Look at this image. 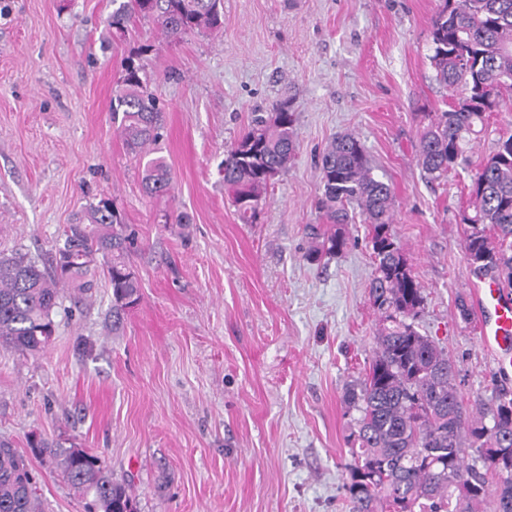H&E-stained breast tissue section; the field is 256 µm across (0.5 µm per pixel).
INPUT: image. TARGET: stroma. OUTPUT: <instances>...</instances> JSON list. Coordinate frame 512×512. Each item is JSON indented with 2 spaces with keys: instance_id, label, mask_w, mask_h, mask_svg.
I'll list each match as a JSON object with an SVG mask.
<instances>
[{
  "instance_id": "obj_1",
  "label": "stroma",
  "mask_w": 512,
  "mask_h": 512,
  "mask_svg": "<svg viewBox=\"0 0 512 512\" xmlns=\"http://www.w3.org/2000/svg\"><path fill=\"white\" fill-rule=\"evenodd\" d=\"M440 0H224V27L166 38L108 27L112 0H0V254L50 266L76 212L112 199L134 235L140 299L112 317L104 274L63 289L55 334L27 356L0 348V439L39 478L44 512L85 500L28 445L36 434L98 455L140 512H348L346 388L363 378L380 319L368 296V227L309 264L323 151L353 133L394 196L392 233L425 296L421 334L455 361L464 400L512 389L464 321L472 268L459 213L470 178L512 133V97L468 162L432 181L422 117L458 91L431 66ZM153 45L145 76L164 113L154 150L173 190L147 196L112 121L122 60ZM292 101L299 147L244 224L224 156L254 113ZM186 223H176L177 215Z\"/></svg>"
}]
</instances>
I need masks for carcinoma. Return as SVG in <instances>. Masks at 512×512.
<instances>
[{
  "instance_id": "obj_1",
  "label": "carcinoma",
  "mask_w": 512,
  "mask_h": 512,
  "mask_svg": "<svg viewBox=\"0 0 512 512\" xmlns=\"http://www.w3.org/2000/svg\"><path fill=\"white\" fill-rule=\"evenodd\" d=\"M108 25L123 34L138 20L152 22L173 40L222 27V0H112ZM435 79L462 96L448 112L427 114L419 162L435 181L466 161L464 146L482 132L486 113L512 94V0H441L432 20ZM138 46L124 62L122 85L112 97V121L131 153L145 160L142 181L152 197L168 194L170 171L148 147L160 138L162 112L143 79ZM291 106L256 114L224 157V188L239 219L252 224L263 192L285 172L298 147ZM319 208L334 231L314 234L306 259L318 263L340 253L356 207L371 227L374 258L369 301L380 311L375 348L363 379L347 392L351 462L346 465L349 512H512V392L466 407L448 353L421 334L415 321L423 288L391 233L393 192L378 179L360 140L335 137L321 158ZM471 204L460 214L469 227L464 252L477 275L492 272L512 289V134L471 179ZM494 234H488V230ZM131 240L109 199L89 204L65 230L51 270L21 253L0 256V347L19 354L44 349L54 333L58 286L79 293L102 268L120 314L139 299L130 261ZM29 446L56 463L73 488L89 497L87 512H138L124 483L112 480L98 456L63 448L33 435ZM498 448L501 455L492 449ZM0 512H40L33 469L0 441Z\"/></svg>"
}]
</instances>
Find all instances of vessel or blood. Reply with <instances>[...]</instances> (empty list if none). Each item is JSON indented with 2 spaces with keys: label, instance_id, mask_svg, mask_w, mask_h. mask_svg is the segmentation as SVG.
Segmentation results:
<instances>
[{
  "label": "vessel or blood",
  "instance_id": "1",
  "mask_svg": "<svg viewBox=\"0 0 512 512\" xmlns=\"http://www.w3.org/2000/svg\"><path fill=\"white\" fill-rule=\"evenodd\" d=\"M473 286L481 342L493 352L498 367L512 365V298L490 275L477 276Z\"/></svg>",
  "mask_w": 512,
  "mask_h": 512
}]
</instances>
